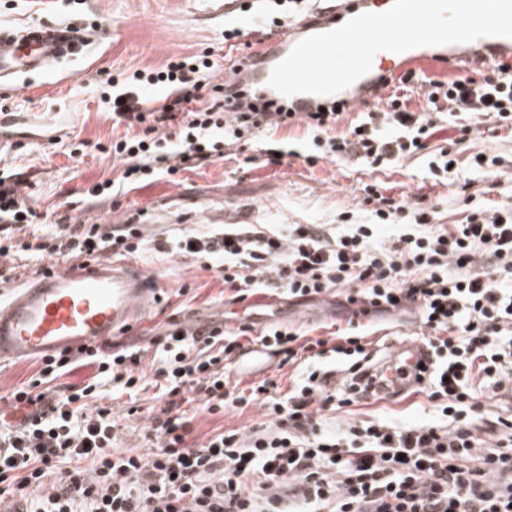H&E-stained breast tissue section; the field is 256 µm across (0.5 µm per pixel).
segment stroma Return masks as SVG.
Segmentation results:
<instances>
[{
  "mask_svg": "<svg viewBox=\"0 0 512 512\" xmlns=\"http://www.w3.org/2000/svg\"><path fill=\"white\" fill-rule=\"evenodd\" d=\"M238 7V0H0L1 26L22 28L42 22L90 31L88 45L73 60L0 86V97L8 106L0 114V164L21 172L20 192L29 205L46 215L70 213L79 224H121L138 212L148 235L158 239L225 224H252L262 232L280 234L292 224H314L329 232L337 229L343 212L355 223H372L361 188L379 181L395 197L434 206L435 221L441 226L464 222L466 213L454 200L455 186L431 178L427 156L380 170L325 159L311 165L306 158L317 149L300 123L268 131L232 155L179 172L175 179L158 178L119 202L84 201L92 184L118 178L123 171L120 161L98 149L110 142L113 131L108 106L100 99L102 88L95 81L97 72L154 69L170 57L208 47L216 77H228L232 60L224 48V26L238 18ZM271 140L288 142L296 157L279 166L264 164L261 151ZM459 149L464 162L479 151L498 157L491 172L471 174L467 192L473 205L491 208L505 202L512 193V131L480 117ZM134 264L155 274L171 298L168 307H156L135 323L132 332L122 335V342L129 345H146L171 321H219L229 329L249 322L257 330L280 321L326 336L331 327L345 326L349 319L333 293L312 301L260 294L244 306L229 302L216 271L204 270L193 258L148 253ZM36 368L31 358L0 362V412L9 422H21L23 412L13 408L11 394ZM127 401L124 395L116 398L115 410L121 416V446L130 449L141 443L140 428L157 404L156 391H142L140 410L130 417L125 414ZM186 409L195 415L193 427L200 439L220 426L245 432L263 420L256 408L222 416L198 412L192 403ZM433 416L426 398L412 394L331 411L327 420L412 423Z\"/></svg>",
  "mask_w": 512,
  "mask_h": 512,
  "instance_id": "35a3bbf8",
  "label": "stroma"
}]
</instances>
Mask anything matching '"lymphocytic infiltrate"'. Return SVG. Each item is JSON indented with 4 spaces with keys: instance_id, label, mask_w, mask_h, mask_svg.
I'll list each match as a JSON object with an SVG mask.
<instances>
[{
    "instance_id": "f902f5d3",
    "label": "lymphocytic infiltrate",
    "mask_w": 512,
    "mask_h": 512,
    "mask_svg": "<svg viewBox=\"0 0 512 512\" xmlns=\"http://www.w3.org/2000/svg\"><path fill=\"white\" fill-rule=\"evenodd\" d=\"M259 53L238 54L234 75L216 83L209 50L168 59L113 89V126L125 132L105 154L119 160L117 179L94 183L92 198L121 196L126 186L173 175L223 157L227 148L269 128L303 122L321 156L385 168L420 154L444 121L480 112L512 129V62L494 57L473 75L435 79L410 69L373 77L377 110L335 126L351 110L342 92L306 112L256 96L243 71ZM162 89L161 106L145 108L143 94ZM420 89L426 106L407 108ZM210 104H203V97ZM177 132H170V124ZM20 175L0 176V260L17 253L85 265L99 257L135 256L155 247L218 269L229 299L244 302L275 291L313 300L342 295L359 314L417 311L422 341L433 354L418 388L444 426L352 421L331 426L326 410L377 401L370 392L374 355L366 332L346 328L316 337L283 324L253 331L223 323H169L153 357L120 344L81 345L41 357L29 382L12 393L26 413L19 426L0 427V501H23L29 512H512V416L497 418L486 435L496 389L512 383V201L471 211L464 223L436 229L433 210L363 187L373 223L354 224L341 213V232L292 224L287 237L264 235L249 224L191 230L175 244L149 242L133 215L122 224L54 220L43 235V214L20 194ZM401 227L388 247L376 248L379 227ZM258 345L292 367L288 389L261 378L241 386L237 354ZM80 368L82 382L50 385ZM154 381L165 402L140 428L143 451L119 450L121 429L100 402L108 383L136 396ZM217 415L259 406L265 420L250 431L216 428L196 438L186 401ZM75 463L67 476L60 464Z\"/></svg>"
}]
</instances>
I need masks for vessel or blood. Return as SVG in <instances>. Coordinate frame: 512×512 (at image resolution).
<instances>
[{
	"label": "vessel or blood",
	"instance_id": "b4317fda",
	"mask_svg": "<svg viewBox=\"0 0 512 512\" xmlns=\"http://www.w3.org/2000/svg\"><path fill=\"white\" fill-rule=\"evenodd\" d=\"M381 10L379 0H344L335 15L289 27L282 42L291 48L305 37L338 28L341 18ZM86 42L85 36L65 25L0 27V82L47 70L80 52ZM421 55L417 48L381 51L372 68L401 67ZM158 295L155 275L122 263L103 260L84 269L56 271L0 301V361L106 342L152 310ZM429 358V349L420 341L398 344L379 370L388 391L399 394L417 386L419 368Z\"/></svg>",
	"mask_w": 512,
	"mask_h": 512
}]
</instances>
